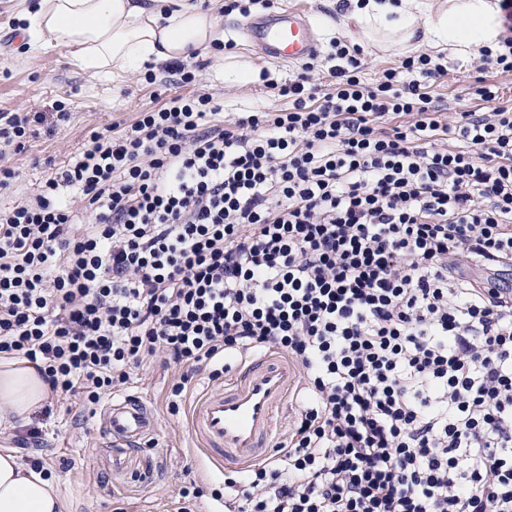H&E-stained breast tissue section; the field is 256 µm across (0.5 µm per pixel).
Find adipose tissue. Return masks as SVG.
<instances>
[{
    "instance_id": "obj_1",
    "label": "adipose tissue",
    "mask_w": 512,
    "mask_h": 512,
    "mask_svg": "<svg viewBox=\"0 0 512 512\" xmlns=\"http://www.w3.org/2000/svg\"><path fill=\"white\" fill-rule=\"evenodd\" d=\"M195 0H40L26 15L32 41L50 39L70 50L83 72L117 77L147 64L187 62L223 44L217 9ZM357 27L363 39L401 53L427 43L452 55L500 51L503 17L496 0H351L338 29ZM50 402L34 363L0 360V427L26 424ZM53 483L10 450L0 451V512H62Z\"/></svg>"
}]
</instances>
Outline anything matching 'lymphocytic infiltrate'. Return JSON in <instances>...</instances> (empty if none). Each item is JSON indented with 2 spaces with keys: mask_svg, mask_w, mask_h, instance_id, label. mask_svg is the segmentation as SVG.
Wrapping results in <instances>:
<instances>
[{
  "mask_svg": "<svg viewBox=\"0 0 512 512\" xmlns=\"http://www.w3.org/2000/svg\"><path fill=\"white\" fill-rule=\"evenodd\" d=\"M480 57L491 108L447 116L422 52L366 80L333 43L221 116L177 94L92 132L40 193L0 212V357L36 363L96 415L154 364L194 376L264 350L299 368L297 419L223 491L173 512H512V0ZM329 80L321 86L316 74ZM42 112H0V189ZM79 189L81 206L64 196Z\"/></svg>",
  "mask_w": 512,
  "mask_h": 512,
  "instance_id": "obj_1",
  "label": "lymphocytic infiltrate"
}]
</instances>
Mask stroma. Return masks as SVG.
Masks as SVG:
<instances>
[{"label":"stroma","mask_w":512,"mask_h":512,"mask_svg":"<svg viewBox=\"0 0 512 512\" xmlns=\"http://www.w3.org/2000/svg\"><path fill=\"white\" fill-rule=\"evenodd\" d=\"M38 0H0V112L24 110L44 112L48 118L38 124L21 152L11 162L20 177L13 188L0 192V209L33 197L53 168L78 155L91 132L105 128L121 130L138 112L161 106L168 95L170 69L161 67L152 77L138 72L110 79L82 72L69 61V52L59 46L30 51L21 40H10V27L19 23L22 11ZM260 5L249 14L225 13L221 21L224 37L232 41L223 57L196 59L199 82L181 87L188 95L202 90L213 95L228 112L275 111L287 108L286 99L266 88L262 81L240 84L232 65L250 63L268 70L271 79L288 81L298 70L297 63L270 61L259 57L239 32L245 17L263 16ZM476 71L470 58L448 59V75L432 85L429 92L448 109L465 107L477 112L485 105L475 98ZM63 102L69 114L60 121L53 116L56 102ZM175 370L154 367L135 379L131 394L139 396L156 416V430L150 445L126 446L113 441L100 430L99 417L82 416L73 401L59 400L43 424L39 445L25 450L28 463H43L49 478L58 487L67 512H112L123 504L127 512H168L173 496L185 479H195L205 490L223 489V475L211 474L193 438L188 417L195 398L210 382L197 376L180 403L178 414H171L169 387Z\"/></svg>","instance_id":"obj_1"}]
</instances>
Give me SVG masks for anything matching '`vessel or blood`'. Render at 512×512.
I'll return each instance as SVG.
<instances>
[{"instance_id":"1","label":"vessel or blood","mask_w":512,"mask_h":512,"mask_svg":"<svg viewBox=\"0 0 512 512\" xmlns=\"http://www.w3.org/2000/svg\"><path fill=\"white\" fill-rule=\"evenodd\" d=\"M243 33L265 58L300 61L319 48L306 11L288 7L246 22ZM298 370L286 355L266 353L238 364L231 377L198 397L190 430L214 471L244 469L263 460L282 428ZM107 435L138 445L155 428V417L135 395L111 402L102 414Z\"/></svg>"}]
</instances>
